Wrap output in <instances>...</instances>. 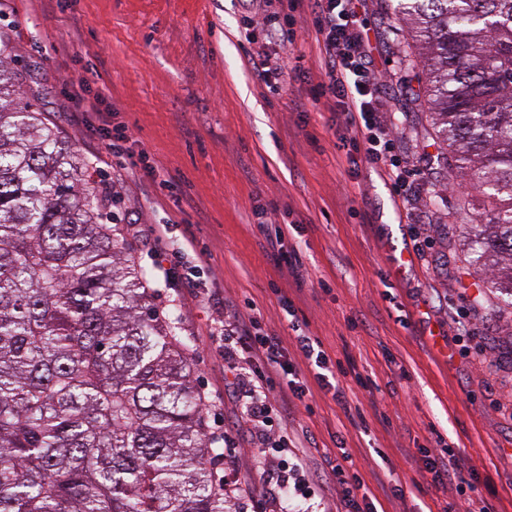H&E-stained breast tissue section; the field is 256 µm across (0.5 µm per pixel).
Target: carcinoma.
<instances>
[{
	"label": "carcinoma",
	"mask_w": 512,
	"mask_h": 512,
	"mask_svg": "<svg viewBox=\"0 0 512 512\" xmlns=\"http://www.w3.org/2000/svg\"><path fill=\"white\" fill-rule=\"evenodd\" d=\"M512 306V0H396ZM0 41V512H231L186 346Z\"/></svg>",
	"instance_id": "carcinoma-1"
}]
</instances>
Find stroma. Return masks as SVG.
<instances>
[{"mask_svg":"<svg viewBox=\"0 0 512 512\" xmlns=\"http://www.w3.org/2000/svg\"><path fill=\"white\" fill-rule=\"evenodd\" d=\"M242 0H0V37L19 55L28 98L87 161L133 257L153 269V302L187 342L204 397L205 429L241 447L223 467L242 480L258 469L252 435L224 390V343L212 336L222 305L241 306L276 334L288 327L276 297L295 302L307 331L342 364L338 382L359 416L319 388L297 415L319 446L345 448L383 512H442L447 494L412 492L437 440L473 469L475 500L512 512V308L489 287L490 271L467 255L472 219L459 213L467 178L438 165L441 144L418 97L426 75L390 0H366L360 20L395 114V148L422 166L421 212L430 263L404 262L412 227L399 223L387 185L365 160L349 166L346 134L327 107L311 104L321 78L309 19H297L303 72L283 91L256 78L240 49ZM97 98L80 112L75 91ZM309 102L308 111L295 109ZM168 180L141 179L113 155L112 129ZM276 207L287 245L311 275L303 290L269 261L254 222ZM167 235L156 240L153 225ZM193 281H186L187 271ZM476 324L458 335L450 317ZM367 378L360 387L358 378ZM402 493H392V486Z\"/></svg>","mask_w":512,"mask_h":512,"instance_id":"35a3bbf8","label":"stroma"}]
</instances>
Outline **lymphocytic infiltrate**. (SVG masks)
Listing matches in <instances>:
<instances>
[{
    "label": "lymphocytic infiltrate",
    "mask_w": 512,
    "mask_h": 512,
    "mask_svg": "<svg viewBox=\"0 0 512 512\" xmlns=\"http://www.w3.org/2000/svg\"><path fill=\"white\" fill-rule=\"evenodd\" d=\"M242 19L244 39L250 44L254 73L262 83L281 76L279 58L266 47L295 41L298 16L313 18L315 41L321 55L322 77L311 90L313 102H325L347 131L343 148L363 155L376 168L392 192L398 219L414 224L420 188L409 179V170L393 153L394 125L389 104L382 93V77L369 51V43L359 22L361 0H246ZM257 225L265 237L267 252L276 267L285 270L296 284H303L307 271L296 251L285 249V231L275 224L273 210H255ZM224 375L233 386L239 404V420L254 435L252 451L261 458L270 450L287 447L289 442L305 445L303 437L289 438L286 419L299 413L311 385L330 393L343 410L351 405L345 392L333 381L335 372L321 341L304 330H297L293 345L303 357L308 378L296 376L285 359L282 337L263 330L256 321L241 322L240 310L224 307ZM307 458L294 455L281 470H262L259 484L276 483L281 493H293L313 500L315 490L307 477ZM430 485L441 490L454 488L456 495L443 512H496L492 503L473 508L466 493L469 485L466 466L454 449H442L425 463ZM330 477L342 488L343 512H375L370 496L362 492L360 476L350 467L335 463Z\"/></svg>",
    "instance_id": "obj_1"
}]
</instances>
